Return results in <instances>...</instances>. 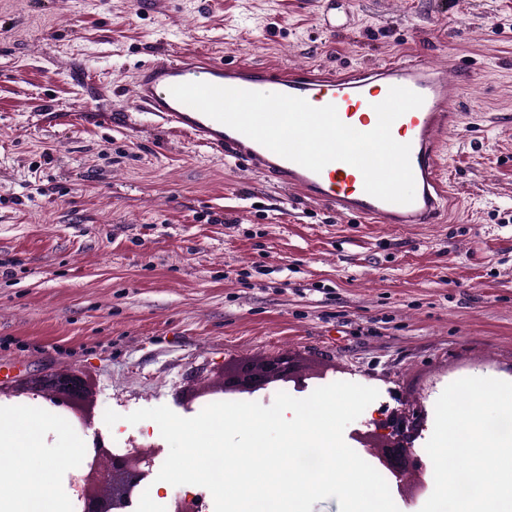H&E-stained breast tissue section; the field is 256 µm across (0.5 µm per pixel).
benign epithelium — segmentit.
<instances>
[{
	"mask_svg": "<svg viewBox=\"0 0 512 512\" xmlns=\"http://www.w3.org/2000/svg\"><path fill=\"white\" fill-rule=\"evenodd\" d=\"M295 373L291 364L278 357L271 360L267 371L251 372L242 368L235 373L224 375L223 385L242 391L262 388L271 382L285 380ZM56 375L45 376L36 383V387L60 406L72 410L85 421V412L79 403L84 383L76 376L67 377V387L59 389L54 385ZM420 422L416 419L393 417L383 423L386 430L380 460L397 478L416 464L412 456V443L418 433ZM93 457L84 473L76 480L78 498L82 503V512H125L132 504V498L141 484L152 472L151 461L137 450L130 449L122 455L104 447L96 441L92 448Z\"/></svg>",
	"mask_w": 512,
	"mask_h": 512,
	"instance_id": "7a95c632",
	"label": "benign epithelium"
}]
</instances>
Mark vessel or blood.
Returning a JSON list of instances; mask_svg holds the SVG:
<instances>
[{
  "label": "vessel or blood",
  "instance_id": "b4317fda",
  "mask_svg": "<svg viewBox=\"0 0 512 512\" xmlns=\"http://www.w3.org/2000/svg\"><path fill=\"white\" fill-rule=\"evenodd\" d=\"M466 72L455 65L438 67L426 62L398 61L371 68L363 76L350 72L298 67L272 70L238 61L209 59L195 53L143 66L134 78L131 101L152 113L170 130L193 142L224 153L242 168L274 178L298 199L342 216L398 227L441 224L447 219L452 193L440 170L445 138L459 121L449 109ZM206 82L250 91H264L267 84L278 93L300 97L315 107L334 105L340 120L361 132L375 128L372 113L391 87L402 86L423 96L421 107L410 110L392 125L393 138L411 146L415 199L409 204L390 203L367 194L362 173L335 161L313 172L285 159L247 136L177 101L173 85Z\"/></svg>",
  "mask_w": 512,
  "mask_h": 512
}]
</instances>
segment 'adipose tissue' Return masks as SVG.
Here are the masks:
<instances>
[{
	"label": "adipose tissue",
	"mask_w": 512,
	"mask_h": 512,
	"mask_svg": "<svg viewBox=\"0 0 512 512\" xmlns=\"http://www.w3.org/2000/svg\"><path fill=\"white\" fill-rule=\"evenodd\" d=\"M13 463L11 472H0V512H40L51 505L47 493L55 476L54 466L46 459L38 434L25 421L13 423L7 436H0V460Z\"/></svg>",
	"instance_id": "obj_1"
}]
</instances>
